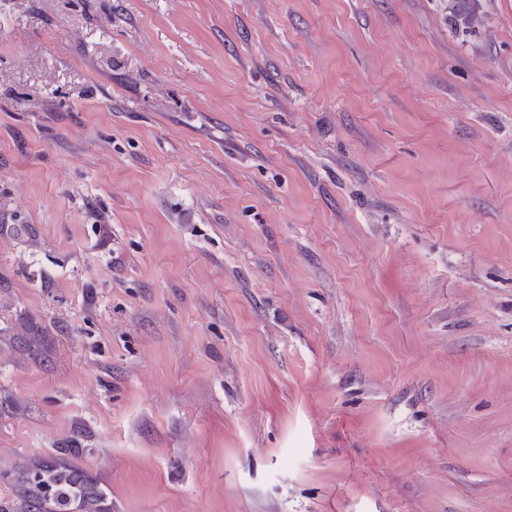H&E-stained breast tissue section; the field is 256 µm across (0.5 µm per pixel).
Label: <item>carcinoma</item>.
<instances>
[{"label": "carcinoma", "instance_id": "obj_1", "mask_svg": "<svg viewBox=\"0 0 512 512\" xmlns=\"http://www.w3.org/2000/svg\"><path fill=\"white\" fill-rule=\"evenodd\" d=\"M10 477L13 496L0 512H110L98 481L60 455L17 465Z\"/></svg>", "mask_w": 512, "mask_h": 512}]
</instances>
